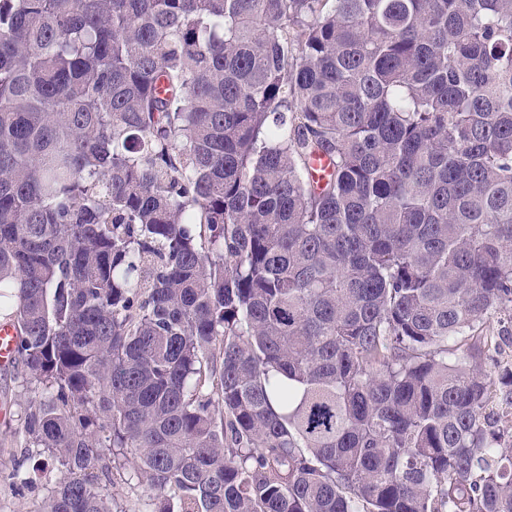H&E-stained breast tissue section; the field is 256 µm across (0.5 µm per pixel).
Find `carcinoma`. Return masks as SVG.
<instances>
[{
	"instance_id": "cac0c4a2",
	"label": "carcinoma",
	"mask_w": 512,
	"mask_h": 512,
	"mask_svg": "<svg viewBox=\"0 0 512 512\" xmlns=\"http://www.w3.org/2000/svg\"><path fill=\"white\" fill-rule=\"evenodd\" d=\"M0 306L36 512H512V0H0ZM483 336H500L497 338L500 343L498 359L502 364H512V324L507 316L495 315L484 324ZM112 493L124 512H146L150 507L152 492L139 483L130 468L113 471Z\"/></svg>"
}]
</instances>
